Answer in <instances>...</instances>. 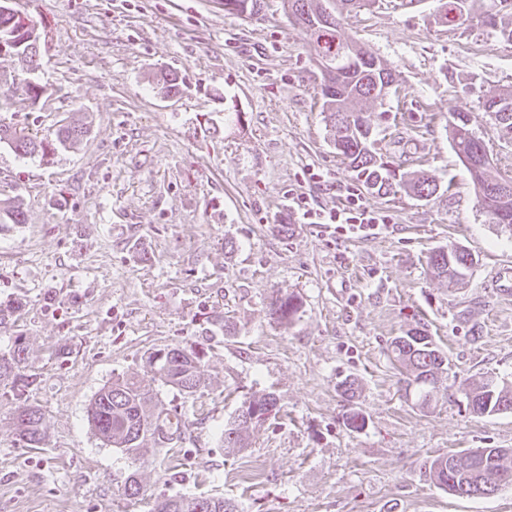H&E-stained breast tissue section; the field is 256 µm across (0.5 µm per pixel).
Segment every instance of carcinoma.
<instances>
[{
    "label": "carcinoma",
    "instance_id": "carcinoma-1",
    "mask_svg": "<svg viewBox=\"0 0 512 512\" xmlns=\"http://www.w3.org/2000/svg\"><path fill=\"white\" fill-rule=\"evenodd\" d=\"M227 11L252 18L263 9L264 0H226ZM374 0H285L289 17L302 26L316 55L336 62V77L332 85L321 88L322 112L330 127L331 142L336 153L347 161L355 178L377 194L387 195L403 187L420 200L432 199L440 190L436 180L424 173L396 176L395 171L377 158L373 151V130L363 112L383 107L397 83L388 65L369 50L358 46L342 32L343 12L364 8ZM439 20L456 28L468 30L476 24L489 28L495 38L512 43V0H439ZM336 7L335 20L328 26L318 24L324 7ZM38 39L36 27L0 5V45L5 52L17 58L34 47ZM479 110L495 124L512 132V88L478 96ZM86 133L82 126L71 123L60 125L54 133V142L65 146ZM452 147L457 156L471 160L467 167L480 206L496 226L512 232V178L504 176L493 159L489 158L483 141L471 125L449 122ZM0 142L10 145L21 155L46 151L49 144L23 131L0 125ZM432 273L453 285L465 282L474 266L471 253L462 246L439 247L428 257ZM302 307L299 298L279 290L269 302V315L280 324L293 323ZM394 360L405 368V394L414 396L424 407L439 394L438 375L448 369V358L425 333L413 328L390 343ZM26 347L16 338L13 348L0 355V377L14 376V383L25 390L28 378L18 373L25 361ZM199 351L184 347L163 349V357L156 361L153 378L185 394L199 387ZM472 411L492 416L512 412V386L505 381L488 377L466 392ZM272 410L279 412L277 398L268 393L245 398L234 420L224 425L220 440L226 448L247 447L249 427L263 422L251 419V412ZM89 421L96 436L105 444L122 452L143 457L148 453L143 441L153 438L157 448H164L171 436L182 432L178 419L156 412L153 393L138 381L118 379L102 388L88 411ZM20 436L29 447L36 448L44 441L41 410L28 406L17 415ZM512 449L474 448L463 453L438 456L423 464L425 476L438 487L456 496H490L491 487L504 476L512 478V466L506 463ZM154 512H239L238 506L224 498L173 496L155 505Z\"/></svg>",
    "mask_w": 512,
    "mask_h": 512
}]
</instances>
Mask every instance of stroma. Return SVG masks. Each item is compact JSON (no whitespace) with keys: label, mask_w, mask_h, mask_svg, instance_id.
Listing matches in <instances>:
<instances>
[{"label":"stroma","mask_w":512,"mask_h":512,"mask_svg":"<svg viewBox=\"0 0 512 512\" xmlns=\"http://www.w3.org/2000/svg\"><path fill=\"white\" fill-rule=\"evenodd\" d=\"M11 5L39 30L41 95L1 55L0 124L47 140L64 122L88 132L43 157L0 144V201L19 200L26 218L0 230V301L22 304L0 324V353L23 337L34 378L22 392L0 378V512H152L174 495L241 512H512V488L460 498L422 470L439 455L512 448V412L481 416L465 397L488 376L512 383V298L490 286L512 266V234L479 209L448 132L452 113H471L512 177V135L478 110L479 93L512 86V44L436 23L438 0L344 15L346 36L402 88L372 119L378 154L444 189L428 201L363 192L390 217L366 238L304 223L295 204L336 210L357 181L329 139L314 47L283 0L253 19L220 0ZM448 244L477 260L454 288L427 265ZM280 289L304 304L289 327L268 316ZM416 326L448 357L425 408L405 395L389 348ZM173 346L203 352L194 394L147 370L151 352ZM130 377L186 422L138 460L87 419L103 387ZM347 378L359 382L350 403ZM254 393L276 396L279 413L248 447H224L221 431ZM29 405L43 414L39 448L16 426ZM352 405L366 419L358 432L345 423Z\"/></svg>","instance_id":"obj_1"}]
</instances>
